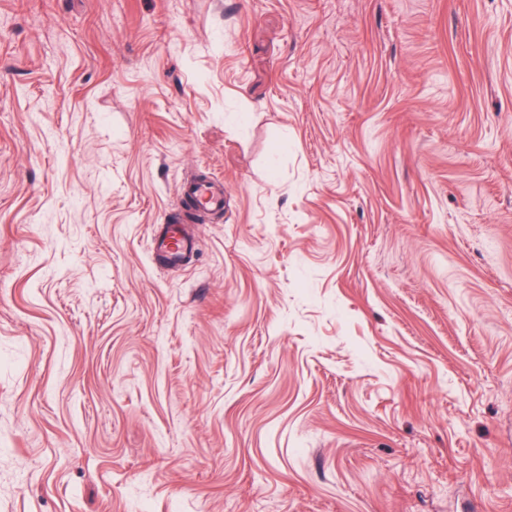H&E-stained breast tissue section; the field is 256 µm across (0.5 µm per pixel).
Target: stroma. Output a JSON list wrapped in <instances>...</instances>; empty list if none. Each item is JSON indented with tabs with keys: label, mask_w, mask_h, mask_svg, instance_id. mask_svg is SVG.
Wrapping results in <instances>:
<instances>
[{
	"label": "stroma",
	"mask_w": 512,
	"mask_h": 512,
	"mask_svg": "<svg viewBox=\"0 0 512 512\" xmlns=\"http://www.w3.org/2000/svg\"><path fill=\"white\" fill-rule=\"evenodd\" d=\"M0 512H512V0H0ZM191 196L192 205L198 211L224 209V192L208 181H190L184 186V196ZM165 225L156 232L155 255L166 266L179 267L190 260L194 243L176 226Z\"/></svg>",
	"instance_id": "35a3bbf8"
}]
</instances>
